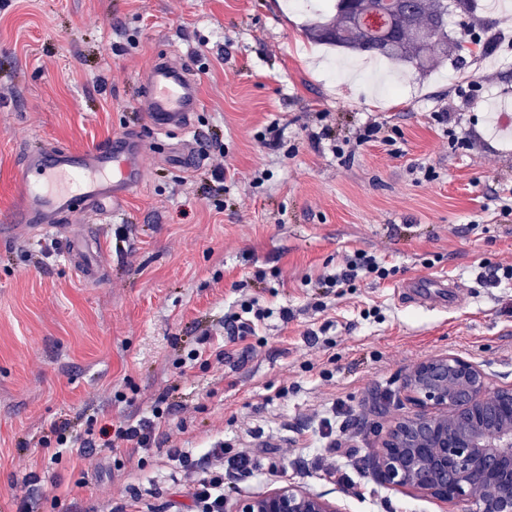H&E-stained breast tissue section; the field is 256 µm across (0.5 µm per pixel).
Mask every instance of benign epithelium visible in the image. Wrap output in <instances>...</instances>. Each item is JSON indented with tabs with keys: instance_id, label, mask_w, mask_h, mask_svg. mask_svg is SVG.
Listing matches in <instances>:
<instances>
[{
	"instance_id": "1",
	"label": "benign epithelium",
	"mask_w": 512,
	"mask_h": 512,
	"mask_svg": "<svg viewBox=\"0 0 512 512\" xmlns=\"http://www.w3.org/2000/svg\"><path fill=\"white\" fill-rule=\"evenodd\" d=\"M392 31L378 9L359 12ZM414 410L380 437L372 471L379 483L467 512H512V386L493 387L482 365L454 353L414 365L401 385ZM228 512H342L323 493L288 482L236 501Z\"/></svg>"
}]
</instances>
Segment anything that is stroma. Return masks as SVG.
I'll return each mask as SVG.
<instances>
[{
  "instance_id": "35a3bbf8",
  "label": "stroma",
  "mask_w": 512,
  "mask_h": 512,
  "mask_svg": "<svg viewBox=\"0 0 512 512\" xmlns=\"http://www.w3.org/2000/svg\"><path fill=\"white\" fill-rule=\"evenodd\" d=\"M448 10L453 49L427 73L311 42L335 0H0V221L16 208L22 156L75 152L134 135L144 182L121 216L80 219L104 266L68 261L65 233L20 226L0 240V512H201L208 448L251 453L224 501L293 480L344 512H460L381 486L365 461L370 424L407 371L453 352L512 383V0ZM191 52L202 102L190 135H155L140 108L157 55ZM397 85L394 95L385 88ZM378 139L360 136L370 123ZM460 135L449 144L446 126ZM217 137L210 161L166 147ZM343 155H336L335 146ZM355 250L390 268L323 293ZM461 290L449 306L405 300L410 282ZM270 315L245 340L220 322L243 302ZM292 313L283 320L282 310ZM223 336V361L191 360ZM158 446L43 448L52 430L85 437L151 406Z\"/></svg>"
}]
</instances>
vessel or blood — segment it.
<instances>
[{
    "label": "vessel or blood",
    "mask_w": 512,
    "mask_h": 512,
    "mask_svg": "<svg viewBox=\"0 0 512 512\" xmlns=\"http://www.w3.org/2000/svg\"><path fill=\"white\" fill-rule=\"evenodd\" d=\"M201 103L187 59L157 56L143 80V109L156 132L190 130L191 117ZM145 144L123 136L113 145L77 153L46 143L25 155L17 179L18 207L10 223L0 225V238L9 239L16 225H33L40 233L69 230V257L81 273L93 264L77 223L75 201L111 219L124 201L140 188L144 172L140 157Z\"/></svg>",
    "instance_id": "1"
}]
</instances>
